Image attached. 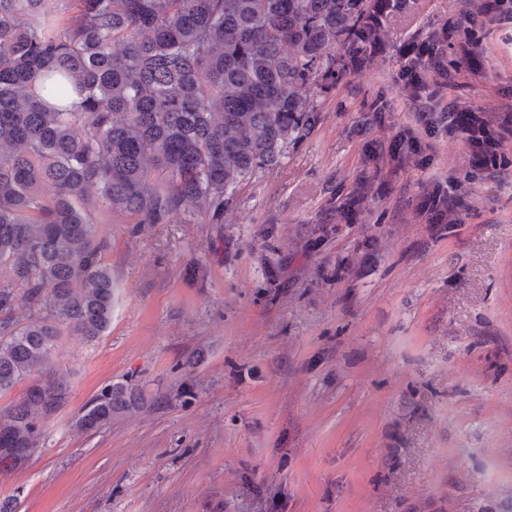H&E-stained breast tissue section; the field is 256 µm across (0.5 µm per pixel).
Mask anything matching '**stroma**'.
<instances>
[{"instance_id": "obj_1", "label": "stroma", "mask_w": 512, "mask_h": 512, "mask_svg": "<svg viewBox=\"0 0 512 512\" xmlns=\"http://www.w3.org/2000/svg\"><path fill=\"white\" fill-rule=\"evenodd\" d=\"M468 0L390 17L385 51L336 91L316 127L238 187L222 223L139 224L105 207L112 324L53 351L70 401L39 449L0 473L16 512H512V167L477 171L462 134L393 169L422 132L396 57L466 20ZM483 56L512 105V28ZM387 91L382 121L363 96ZM456 187L431 224L421 187ZM358 191L354 215L336 190ZM150 403L95 432L79 409L107 383Z\"/></svg>"}]
</instances>
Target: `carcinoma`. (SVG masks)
Returning a JSON list of instances; mask_svg holds the SVG:
<instances>
[{
  "instance_id": "1",
  "label": "carcinoma",
  "mask_w": 512,
  "mask_h": 512,
  "mask_svg": "<svg viewBox=\"0 0 512 512\" xmlns=\"http://www.w3.org/2000/svg\"><path fill=\"white\" fill-rule=\"evenodd\" d=\"M0 0V312L45 309L42 320H0V393L27 383L0 410V470L23 466L42 426L70 400L48 364L64 333L93 340L112 322V271L103 263L88 197L141 224L195 209L218 224L230 195L318 122L308 92L347 83L383 53L389 16L417 0ZM397 78L426 135L448 128V75L457 53L448 24L402 49ZM57 100L83 95L81 110ZM375 121L388 93L366 96ZM402 148L431 162L430 144L402 133ZM416 209L442 224L423 189ZM24 289L19 296L16 287ZM143 396L103 385L76 426L97 431L132 415Z\"/></svg>"
}]
</instances>
